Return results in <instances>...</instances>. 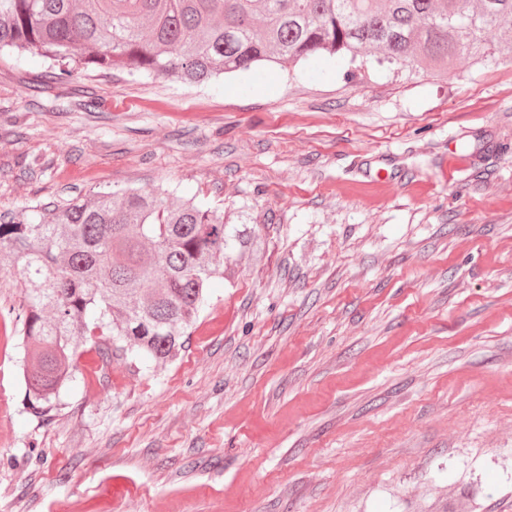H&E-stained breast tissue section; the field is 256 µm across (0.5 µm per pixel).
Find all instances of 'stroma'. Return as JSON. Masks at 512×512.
Wrapping results in <instances>:
<instances>
[{"mask_svg":"<svg viewBox=\"0 0 512 512\" xmlns=\"http://www.w3.org/2000/svg\"><path fill=\"white\" fill-rule=\"evenodd\" d=\"M349 68L58 85L0 54V220L163 187L268 241L176 358L83 352L46 422L0 258V512H512V51Z\"/></svg>","mask_w":512,"mask_h":512,"instance_id":"stroma-1","label":"stroma"}]
</instances>
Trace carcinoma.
Instances as JSON below:
<instances>
[{
	"mask_svg": "<svg viewBox=\"0 0 512 512\" xmlns=\"http://www.w3.org/2000/svg\"><path fill=\"white\" fill-rule=\"evenodd\" d=\"M512 42V0H0V51L37 50L77 69L129 67L202 81L323 53L401 68L494 57L488 34ZM256 224H227L217 205L128 190L43 205L0 223V252L22 266L27 288L16 329L34 347L23 367L27 407L55 409L79 349L129 366L173 358L207 305V283L226 262L259 263ZM50 315H45V312Z\"/></svg>",
	"mask_w": 512,
	"mask_h": 512,
	"instance_id": "carcinoma-1",
	"label": "carcinoma"
}]
</instances>
